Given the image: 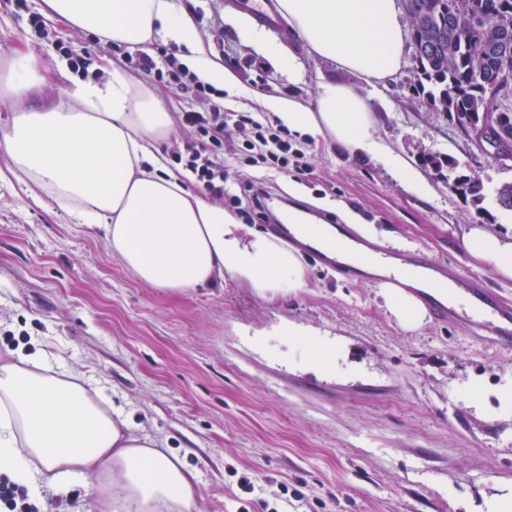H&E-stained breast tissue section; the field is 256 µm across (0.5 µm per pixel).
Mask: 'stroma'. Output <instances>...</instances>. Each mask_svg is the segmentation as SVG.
I'll list each match as a JSON object with an SVG mask.
<instances>
[{"mask_svg":"<svg viewBox=\"0 0 512 512\" xmlns=\"http://www.w3.org/2000/svg\"><path fill=\"white\" fill-rule=\"evenodd\" d=\"M192 23L194 48L218 68L210 82L227 112L274 118L271 101L309 103L322 78L368 95L377 136L422 169L428 196L410 191L370 156L301 136L310 175L276 176L286 196L322 215L373 227L384 253L409 263L425 252L512 298V281L458 247L470 224L512 234L495 190L512 162L433 112L413 90V57L374 88L309 54L291 29L261 28L234 0H173ZM41 16L52 37L29 25ZM290 49L294 69L265 51ZM89 48L99 81L125 65L128 47L48 16L43 0H0V54L33 52L42 98L65 100L77 78L67 48ZM228 128L224 171L234 193L262 173ZM452 156L489 191L485 213L425 167ZM306 287L260 293L232 275L184 291L138 282L102 231L72 223L53 195L0 155V363L16 351L83 374L132 433L154 438L195 475L196 512H496L512 502V351L470 335L466 322L425 318L406 329L379 280L347 279L302 253ZM260 485L247 493L246 483Z\"/></svg>","mask_w":512,"mask_h":512,"instance_id":"obj_1","label":"stroma"}]
</instances>
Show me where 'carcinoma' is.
I'll use <instances>...</instances> for the list:
<instances>
[{"label":"carcinoma","mask_w":512,"mask_h":512,"mask_svg":"<svg viewBox=\"0 0 512 512\" xmlns=\"http://www.w3.org/2000/svg\"><path fill=\"white\" fill-rule=\"evenodd\" d=\"M411 20L412 41L424 45L415 55L417 84L433 112H444L465 131L491 112L512 108L491 101L487 87L512 73V0H404ZM425 165L448 171V188L476 210H484L483 183L466 173L451 156L429 155Z\"/></svg>","instance_id":"obj_1"}]
</instances>
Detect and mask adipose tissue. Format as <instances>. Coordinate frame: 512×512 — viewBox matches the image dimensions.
Instances as JSON below:
<instances>
[{"mask_svg": "<svg viewBox=\"0 0 512 512\" xmlns=\"http://www.w3.org/2000/svg\"><path fill=\"white\" fill-rule=\"evenodd\" d=\"M71 26L129 48H143L155 30L178 46L192 45L191 24L171 0H44ZM293 32L310 54L336 61L370 86L400 74L406 53L402 0H278ZM30 54L13 57L0 72V100L22 101L41 82ZM289 130L331 139L351 156L367 154L394 170L418 194L430 192L422 173L375 136L366 96L351 86L321 80L313 106L280 102ZM172 118L143 81L116 69L109 81H76L66 101L15 112L0 130V153L34 184L50 190L73 223L103 229L113 253L142 284L183 290L212 284L224 273L259 292L306 287L295 250L273 237L245 231L234 216L185 188L166 171L158 150ZM461 249L499 278L512 280V236L486 225L468 226ZM381 294L408 329L427 309L418 291L432 281L408 271L386 281ZM0 475L28 487L64 492L82 484L111 512H195L192 475L151 437L128 433L79 383L25 353L0 364Z\"/></svg>", "mask_w": 512, "mask_h": 512, "instance_id": "ef3b65f1", "label": "adipose tissue"}]
</instances>
